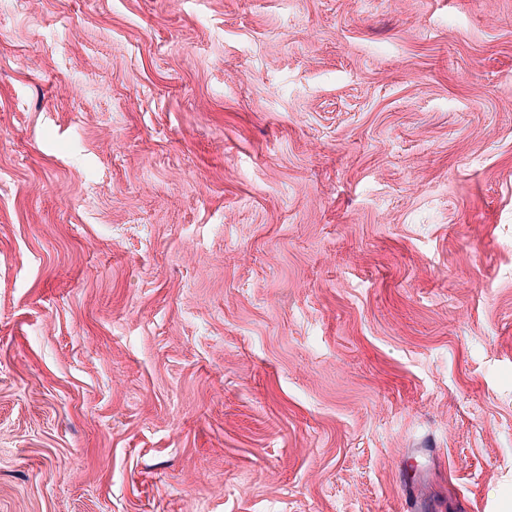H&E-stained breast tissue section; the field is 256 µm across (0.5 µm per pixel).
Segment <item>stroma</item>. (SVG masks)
Listing matches in <instances>:
<instances>
[{
    "label": "stroma",
    "instance_id": "stroma-1",
    "mask_svg": "<svg viewBox=\"0 0 512 512\" xmlns=\"http://www.w3.org/2000/svg\"><path fill=\"white\" fill-rule=\"evenodd\" d=\"M414 448L512 512V0H0V512H400Z\"/></svg>",
    "mask_w": 512,
    "mask_h": 512
}]
</instances>
